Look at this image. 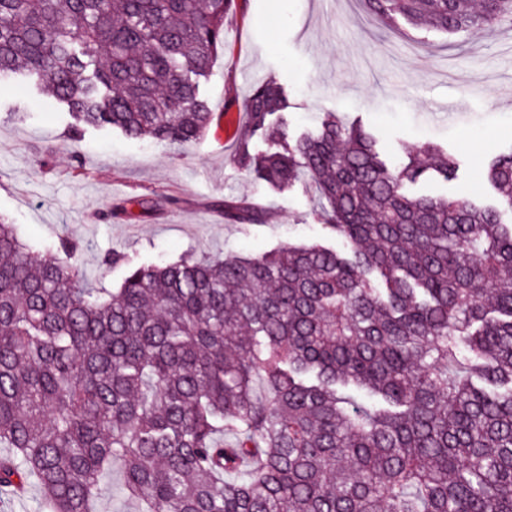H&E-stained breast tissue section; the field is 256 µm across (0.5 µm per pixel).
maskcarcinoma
I'll use <instances>...</instances> for the list:
<instances>
[{
    "instance_id": "cac0c4a2",
    "label": "carcinoma",
    "mask_w": 512,
    "mask_h": 512,
    "mask_svg": "<svg viewBox=\"0 0 512 512\" xmlns=\"http://www.w3.org/2000/svg\"><path fill=\"white\" fill-rule=\"evenodd\" d=\"M232 3L0 0V82H32L76 137L192 144ZM367 4L450 35L512 20V0ZM286 108L275 79L252 87L234 162L304 181L342 251L112 252L109 291L79 242L36 253L0 217V500L33 483L39 512H92L120 459L142 512H512V151L486 172L496 203L416 195L457 179L439 146L395 166L335 112L289 137ZM266 219L224 200L226 224Z\"/></svg>"
}]
</instances>
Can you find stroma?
<instances>
[{"instance_id":"obj_1","label":"stroma","mask_w":512,"mask_h":512,"mask_svg":"<svg viewBox=\"0 0 512 512\" xmlns=\"http://www.w3.org/2000/svg\"><path fill=\"white\" fill-rule=\"evenodd\" d=\"M276 78L290 101L288 132L315 130L324 112L355 120L380 140L393 164L426 143L459 164L450 183L427 181L421 192L483 197L482 164L512 149V23L472 35L396 28L365 0H235L224 21V48L200 81L214 120L183 149L119 131L90 129L78 138L46 99L0 89V215L34 249L69 237L90 287L117 288L122 267L102 260L120 251L139 263L184 256L259 255L288 244L343 241L315 215L311 191L280 193L247 177L233 162L245 125L240 104L255 83ZM452 102L443 118L433 107ZM24 118L14 117V110ZM169 198L154 213L132 207L128 218L107 216L113 202ZM267 208V223L228 224L224 199Z\"/></svg>"}]
</instances>
